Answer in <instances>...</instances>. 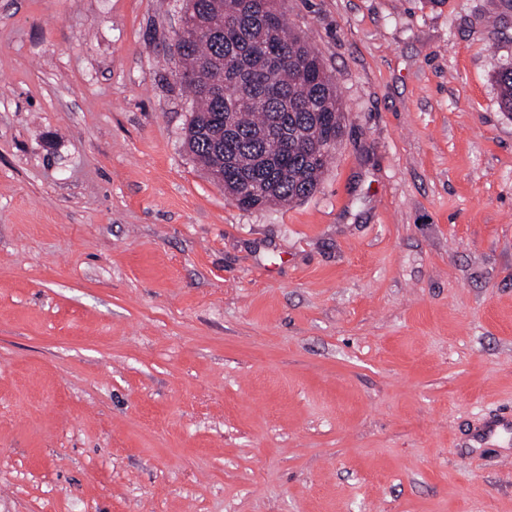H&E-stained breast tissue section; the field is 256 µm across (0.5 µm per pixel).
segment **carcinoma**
<instances>
[{
	"instance_id": "carcinoma-1",
	"label": "carcinoma",
	"mask_w": 512,
	"mask_h": 512,
	"mask_svg": "<svg viewBox=\"0 0 512 512\" xmlns=\"http://www.w3.org/2000/svg\"><path fill=\"white\" fill-rule=\"evenodd\" d=\"M185 11L175 54L194 101L189 151L209 174L224 172L229 195L258 190L255 208L311 196L342 132L340 98L318 54L290 31L276 0H186ZM237 60L252 68L255 93L207 79L205 65ZM493 77L512 117V64Z\"/></svg>"
}]
</instances>
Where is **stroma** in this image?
<instances>
[{
  "mask_svg": "<svg viewBox=\"0 0 512 512\" xmlns=\"http://www.w3.org/2000/svg\"><path fill=\"white\" fill-rule=\"evenodd\" d=\"M184 0H0V512H512L504 0H280L314 194L189 152ZM493 77L498 87L500 108L512 117V64L496 66Z\"/></svg>",
  "mask_w": 512,
  "mask_h": 512,
  "instance_id": "obj_1",
  "label": "stroma"
}]
</instances>
